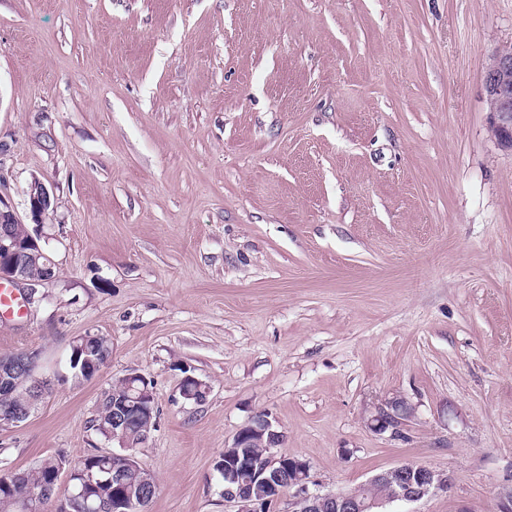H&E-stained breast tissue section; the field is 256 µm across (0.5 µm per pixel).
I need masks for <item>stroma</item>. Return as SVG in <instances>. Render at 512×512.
<instances>
[{
	"label": "stroma",
	"mask_w": 512,
	"mask_h": 512,
	"mask_svg": "<svg viewBox=\"0 0 512 512\" xmlns=\"http://www.w3.org/2000/svg\"><path fill=\"white\" fill-rule=\"evenodd\" d=\"M512 0H0V194L32 181L55 276L0 319L50 391L0 427V475L113 445V382L151 381L148 512H225L255 415L309 490L406 462L448 489L385 512H496L512 485V152L485 65ZM107 337L91 379L74 340ZM193 375L209 387L184 400ZM405 396L400 435L367 410ZM50 193L42 182L31 185L27 192V205L31 219L36 226L40 225L44 211L50 206Z\"/></svg>",
	"instance_id": "obj_1"
}]
</instances>
